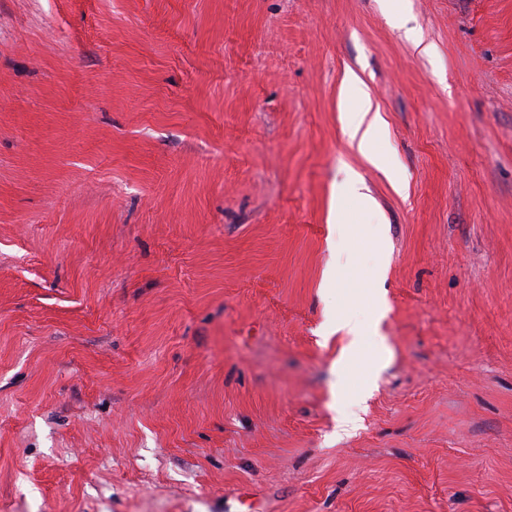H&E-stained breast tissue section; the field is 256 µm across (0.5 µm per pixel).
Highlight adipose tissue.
<instances>
[{
  "label": "adipose tissue",
  "instance_id": "adipose-tissue-1",
  "mask_svg": "<svg viewBox=\"0 0 512 512\" xmlns=\"http://www.w3.org/2000/svg\"><path fill=\"white\" fill-rule=\"evenodd\" d=\"M346 97L354 106L347 115L345 131L350 145L369 163L384 166V159L378 155L373 145L383 133V121L378 108L364 82L355 73H347L342 83Z\"/></svg>",
  "mask_w": 512,
  "mask_h": 512
}]
</instances>
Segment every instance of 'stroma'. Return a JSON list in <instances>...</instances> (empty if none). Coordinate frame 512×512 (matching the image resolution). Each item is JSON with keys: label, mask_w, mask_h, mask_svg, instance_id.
Masks as SVG:
<instances>
[{"label": "stroma", "mask_w": 512, "mask_h": 512, "mask_svg": "<svg viewBox=\"0 0 512 512\" xmlns=\"http://www.w3.org/2000/svg\"><path fill=\"white\" fill-rule=\"evenodd\" d=\"M0 512H512V0H0ZM346 97L354 105L353 112L347 113L345 131L348 134L350 145L369 163L387 169L385 160L378 155L373 145L383 134V121L378 108L374 107L373 100L364 82L354 72L345 75L342 83ZM336 330L344 331L347 334V343L342 349L343 357H351L361 352V341L365 334L364 326L352 318L336 320Z\"/></svg>", "instance_id": "35a3bbf8"}]
</instances>
